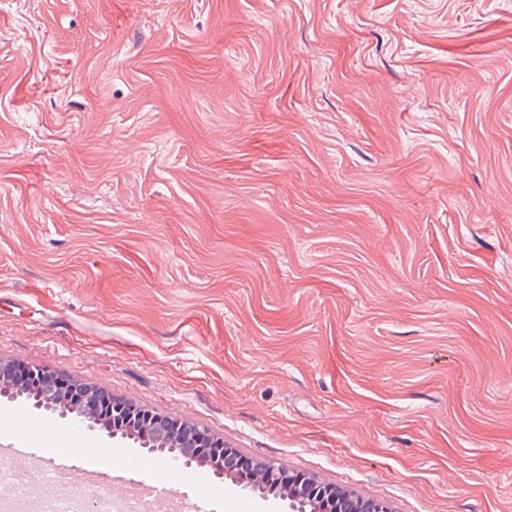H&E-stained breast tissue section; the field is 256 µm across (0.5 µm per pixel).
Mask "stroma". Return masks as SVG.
Returning <instances> with one entry per match:
<instances>
[{"mask_svg": "<svg viewBox=\"0 0 512 512\" xmlns=\"http://www.w3.org/2000/svg\"><path fill=\"white\" fill-rule=\"evenodd\" d=\"M0 362L392 512H512V0H0Z\"/></svg>", "mask_w": 512, "mask_h": 512, "instance_id": "obj_1", "label": "stroma"}]
</instances>
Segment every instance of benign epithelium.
Wrapping results in <instances>:
<instances>
[{
	"label": "benign epithelium",
	"instance_id": "benign-epithelium-1",
	"mask_svg": "<svg viewBox=\"0 0 512 512\" xmlns=\"http://www.w3.org/2000/svg\"><path fill=\"white\" fill-rule=\"evenodd\" d=\"M46 371L28 367L24 378L13 381L0 365V397L16 399L30 389L41 385ZM68 396L56 392L47 395L35 405L38 411L53 412L70 420L81 429L93 431L105 428L112 439H133L143 447L164 455L172 463L184 467L202 464L218 479H229L249 492H255L264 501L274 497L288 503V512H392L388 503L373 501L370 507L340 495L336 490L316 481L293 475L274 462H258L248 477H238L227 464L226 450L214 446L215 439L206 431L188 429L180 422L163 420L119 399L109 401V414L96 412L89 400L94 387L85 380L68 376Z\"/></svg>",
	"mask_w": 512,
	"mask_h": 512
}]
</instances>
